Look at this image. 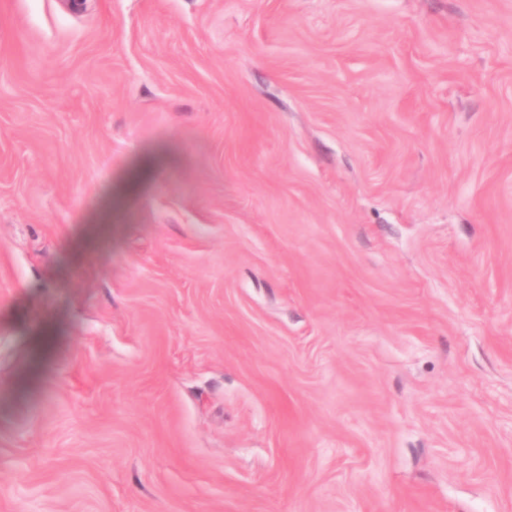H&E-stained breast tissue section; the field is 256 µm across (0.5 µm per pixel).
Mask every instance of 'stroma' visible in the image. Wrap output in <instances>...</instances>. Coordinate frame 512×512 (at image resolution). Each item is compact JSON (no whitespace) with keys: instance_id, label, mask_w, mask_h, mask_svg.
<instances>
[{"instance_id":"1","label":"stroma","mask_w":512,"mask_h":512,"mask_svg":"<svg viewBox=\"0 0 512 512\" xmlns=\"http://www.w3.org/2000/svg\"><path fill=\"white\" fill-rule=\"evenodd\" d=\"M0 512H512V0H0Z\"/></svg>"}]
</instances>
